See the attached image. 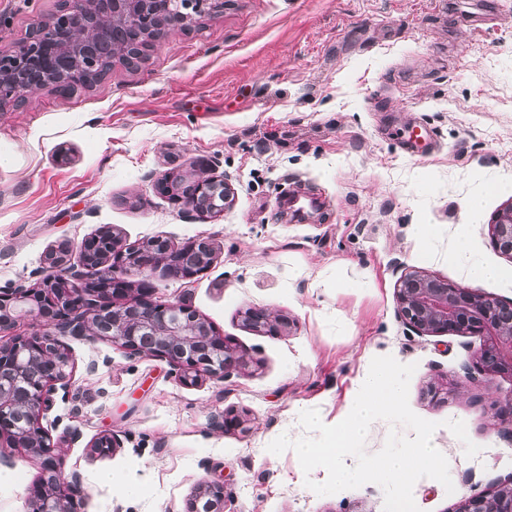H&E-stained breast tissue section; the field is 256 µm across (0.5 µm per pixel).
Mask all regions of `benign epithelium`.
I'll use <instances>...</instances> for the list:
<instances>
[{"mask_svg": "<svg viewBox=\"0 0 512 512\" xmlns=\"http://www.w3.org/2000/svg\"><path fill=\"white\" fill-rule=\"evenodd\" d=\"M174 8L168 24L185 26L222 7L221 0H68L46 24L33 30L25 43L7 57H0V104L20 103L44 88L29 81L35 74H51L73 61L74 53L107 46L98 17L137 11L143 24L151 25L158 2ZM195 195L224 190V180L203 171L193 181ZM493 247L512 258V204L497 213L490 225ZM208 240L191 241L173 248L156 237L140 246H126L104 229L85 239L78 260L68 258L64 246L45 255L56 273L34 284L16 283L0 289V439L41 459L42 477L30 493L31 512H80L85 498L83 477L62 467V454L51 449L40 425L41 413L61 390L69 392L73 360L58 340L60 336H91L115 343L131 355H147L177 367L184 384L206 375L224 379L240 366V357L200 315L183 301L159 304L153 299L150 274L178 272L191 279L212 262ZM96 276L83 280L84 271ZM142 275L138 296L127 299L128 271ZM398 313L406 324L423 335L460 331L484 337L477 364L491 375L512 374V301L477 295L444 279L410 271L395 284ZM31 317L48 331L16 334L22 319ZM245 323L257 331L277 330L270 313L253 309ZM120 447L115 435H104L90 444L92 452L110 453ZM184 512H224V483L214 481L196 488ZM454 512H512V476L488 490L463 498Z\"/></svg>", "mask_w": 512, "mask_h": 512, "instance_id": "benign-epithelium-1", "label": "benign epithelium"}]
</instances>
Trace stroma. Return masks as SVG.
<instances>
[{
    "instance_id": "1",
    "label": "stroma",
    "mask_w": 512,
    "mask_h": 512,
    "mask_svg": "<svg viewBox=\"0 0 512 512\" xmlns=\"http://www.w3.org/2000/svg\"><path fill=\"white\" fill-rule=\"evenodd\" d=\"M60 0H0V53L47 22ZM431 134L423 157L400 147L409 127ZM68 161H59V151ZM234 188L211 217L160 194L168 175L200 164ZM484 195L482 220L465 202ZM512 204V0H224L165 31L142 61L114 62L98 82L0 108V288L49 274L45 255L103 228L133 245L209 240L211 266L190 279L160 272L156 301H186L244 360L224 379L182 383L167 361L90 337H63L74 360L68 397L40 419L66 471L84 477L83 512H183L200 482L223 481L224 512H383L369 483L331 495L307 488L294 450L268 444L305 431L298 415L335 421L374 357L415 365L409 405L454 484L419 479L420 512H454L512 475V439L496 404L512 377L476 363L482 336H420L397 312L401 273L421 269L475 294L512 301V277L473 280L448 261L464 239L478 260L512 270L489 224ZM436 236L420 249L411 225ZM286 319L276 333L245 326L247 309ZM437 395H429V387ZM238 416L241 428L224 426ZM466 425V457L447 428ZM118 435L113 453L92 441ZM17 480L0 512H29L38 457L0 443ZM111 471L117 483L102 482ZM138 482L127 495L120 482Z\"/></svg>"
}]
</instances>
